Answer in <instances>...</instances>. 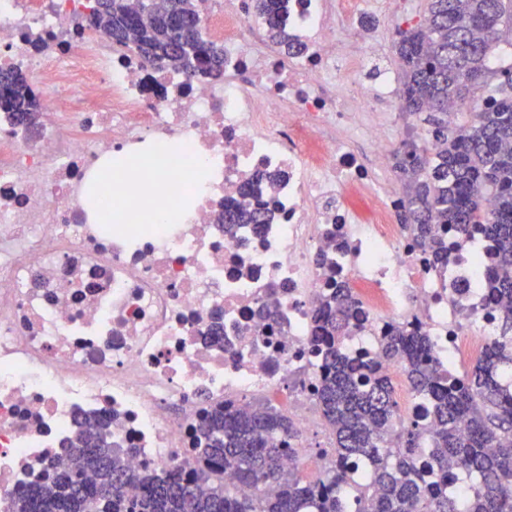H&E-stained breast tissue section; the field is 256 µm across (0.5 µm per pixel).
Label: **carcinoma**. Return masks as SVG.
Returning <instances> with one entry per match:
<instances>
[{"label":"carcinoma","instance_id":"carcinoma-1","mask_svg":"<svg viewBox=\"0 0 512 512\" xmlns=\"http://www.w3.org/2000/svg\"><path fill=\"white\" fill-rule=\"evenodd\" d=\"M88 25L118 46L134 45L145 62L192 79L224 72V50L203 36L186 0H95ZM283 0H254L267 39L288 53ZM512 35V0H428L419 25L395 44L408 114L427 125L419 145L394 154L404 182L398 215L437 261L448 245L437 224L494 244L481 282L487 296L512 294V67L490 66L492 47ZM498 76L484 104L477 92ZM475 110L466 127L448 122V103ZM0 107L23 123L38 116L23 74L0 71ZM261 210L232 209L226 224H264ZM356 315L350 289L336 286L317 310L313 351L322 377L314 396L335 437L325 479L307 484L285 468L297 432L288 416L264 404L208 409L193 459L165 475L138 477L141 493L97 418L78 422L76 442L21 484L15 512H512V312L491 337L486 356L462 377L444 375L427 337L396 327L376 358L351 356L338 337ZM401 362L420 412L401 422L391 380L379 360ZM234 482L224 483V470ZM463 483L475 484L465 498Z\"/></svg>","mask_w":512,"mask_h":512}]
</instances>
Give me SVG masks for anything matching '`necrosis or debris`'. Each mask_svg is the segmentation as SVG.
Segmentation results:
<instances>
[{
  "label": "necrosis or debris",
  "mask_w": 512,
  "mask_h": 512,
  "mask_svg": "<svg viewBox=\"0 0 512 512\" xmlns=\"http://www.w3.org/2000/svg\"><path fill=\"white\" fill-rule=\"evenodd\" d=\"M224 74L186 80L115 49L86 19L94 0H0V70L20 68L43 118L0 110V512L21 482L63 452L76 419L108 421L131 473L163 474L192 454L214 405L272 400L298 434L321 440L313 319L338 284L361 312L341 344L375 353L403 326L429 337L442 370L476 365L512 300L474 282L490 247L472 237L446 263L397 214L401 191L379 125L349 115L396 93L371 85L337 30L372 46L378 16L353 0H288L283 53L255 37L254 11L192 0ZM374 148L365 168L350 142ZM172 148L166 178H209L167 224L91 223L86 179L105 155ZM267 203L261 226L224 225L231 203ZM328 443L293 466L323 469Z\"/></svg>",
  "instance_id": "1"
}]
</instances>
